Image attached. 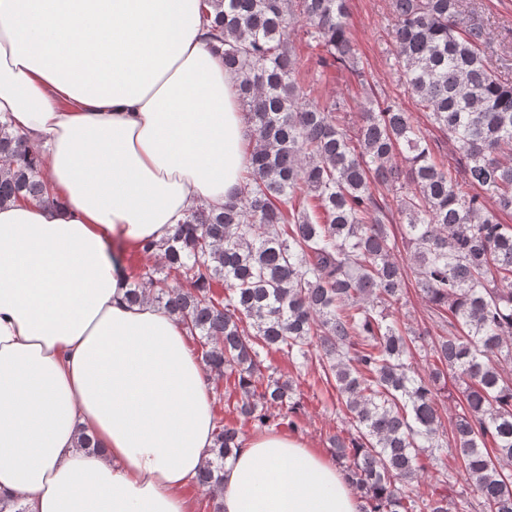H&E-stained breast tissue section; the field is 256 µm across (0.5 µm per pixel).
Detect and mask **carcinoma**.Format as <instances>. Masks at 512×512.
<instances>
[{
  "instance_id": "carcinoma-1",
  "label": "carcinoma",
  "mask_w": 512,
  "mask_h": 512,
  "mask_svg": "<svg viewBox=\"0 0 512 512\" xmlns=\"http://www.w3.org/2000/svg\"><path fill=\"white\" fill-rule=\"evenodd\" d=\"M205 2L251 125L250 167L223 208L199 205L165 243L140 248L162 251L177 284L140 270L129 299L175 316L209 370L234 378L237 418L259 428L294 426L301 406L292 382L264 375L260 350L317 358L314 383L337 391L352 429L329 437L330 452L362 512H512V381L501 370L512 364V224L499 220L512 214V83L485 56L490 31L460 0H391L399 79L452 146L451 165L376 95L348 0ZM299 22L319 75L342 66L364 90L353 126L339 120L345 100L307 102L316 79L289 41ZM50 196L36 150L0 121V206ZM395 213L444 335L392 318L405 288ZM449 377L462 400L446 431L438 386ZM239 443L236 424L220 423L196 484L219 491ZM435 463L441 478L419 492ZM462 475L478 503L455 490Z\"/></svg>"
}]
</instances>
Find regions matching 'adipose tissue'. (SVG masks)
I'll return each instance as SVG.
<instances>
[{
    "mask_svg": "<svg viewBox=\"0 0 512 512\" xmlns=\"http://www.w3.org/2000/svg\"><path fill=\"white\" fill-rule=\"evenodd\" d=\"M202 0H0V116L54 202L0 209V495L28 512H194L214 398L184 327L130 302L111 241L223 206L253 148ZM90 438L92 448L81 445ZM222 512H360L299 438L245 437Z\"/></svg>",
    "mask_w": 512,
    "mask_h": 512,
    "instance_id": "ef3b65f1",
    "label": "adipose tissue"
}]
</instances>
